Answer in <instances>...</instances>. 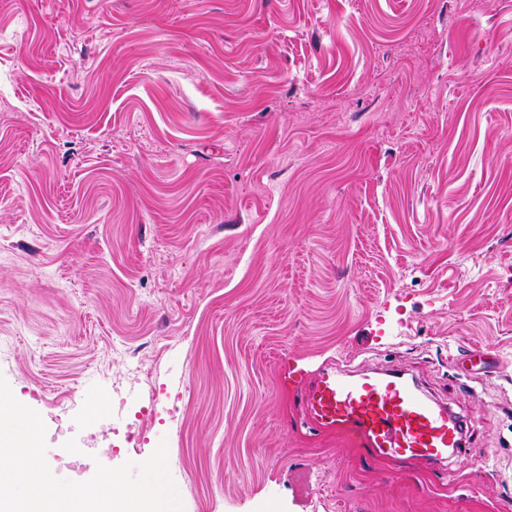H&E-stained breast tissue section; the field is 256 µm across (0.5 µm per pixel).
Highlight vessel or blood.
Listing matches in <instances>:
<instances>
[{
  "instance_id": "1",
  "label": "vessel or blood",
  "mask_w": 512,
  "mask_h": 512,
  "mask_svg": "<svg viewBox=\"0 0 512 512\" xmlns=\"http://www.w3.org/2000/svg\"><path fill=\"white\" fill-rule=\"evenodd\" d=\"M300 407L308 428L348 432L375 458L442 463L466 454L462 420L402 368L319 371Z\"/></svg>"
}]
</instances>
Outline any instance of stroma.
<instances>
[{"label":"stroma","instance_id":"obj_1","mask_svg":"<svg viewBox=\"0 0 512 512\" xmlns=\"http://www.w3.org/2000/svg\"><path fill=\"white\" fill-rule=\"evenodd\" d=\"M330 366L465 457L307 428ZM0 375L54 475L163 441L184 512H512V0H0ZM303 422L348 432L373 458L442 463L466 455L462 420L405 369L319 371L301 393Z\"/></svg>","mask_w":512,"mask_h":512}]
</instances>
